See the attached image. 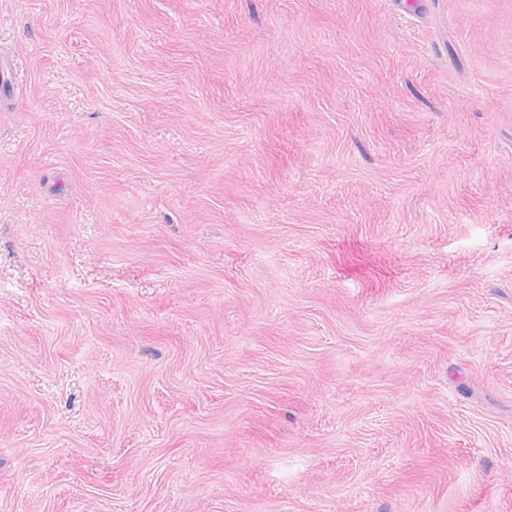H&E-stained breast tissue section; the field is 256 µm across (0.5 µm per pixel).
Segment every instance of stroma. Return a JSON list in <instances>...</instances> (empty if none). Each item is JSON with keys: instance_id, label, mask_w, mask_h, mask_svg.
I'll list each match as a JSON object with an SVG mask.
<instances>
[{"instance_id": "35a3bbf8", "label": "stroma", "mask_w": 512, "mask_h": 512, "mask_svg": "<svg viewBox=\"0 0 512 512\" xmlns=\"http://www.w3.org/2000/svg\"><path fill=\"white\" fill-rule=\"evenodd\" d=\"M0 512H512V0H0Z\"/></svg>"}]
</instances>
